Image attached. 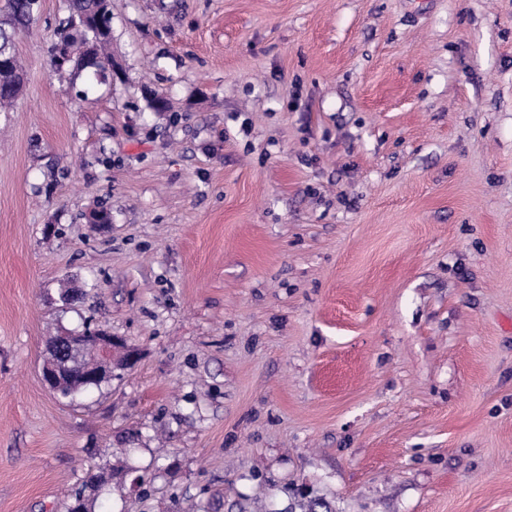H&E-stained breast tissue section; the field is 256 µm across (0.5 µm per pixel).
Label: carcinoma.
Returning a JSON list of instances; mask_svg holds the SVG:
<instances>
[{"label":"carcinoma","mask_w":512,"mask_h":512,"mask_svg":"<svg viewBox=\"0 0 512 512\" xmlns=\"http://www.w3.org/2000/svg\"><path fill=\"white\" fill-rule=\"evenodd\" d=\"M38 9L39 0H6L7 18L0 19V112L11 110L23 88L26 73L16 51V38L28 28ZM67 11V19L76 21L78 27L70 30L60 24L59 37L50 50V55L59 54L66 59L59 71L74 75L93 72L101 79L106 78L100 68L112 64V25L103 24L104 17L111 13L110 3L108 0H68ZM47 361L56 362L70 377L61 390L64 397L81 395L102 386L79 374L76 364L93 367L92 358L85 354L75 362L50 349Z\"/></svg>","instance_id":"carcinoma-1"}]
</instances>
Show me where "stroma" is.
I'll return each mask as SVG.
<instances>
[{"label": "stroma", "instance_id": "35a3bbf8", "mask_svg": "<svg viewBox=\"0 0 512 512\" xmlns=\"http://www.w3.org/2000/svg\"><path fill=\"white\" fill-rule=\"evenodd\" d=\"M111 4L0 112V512H512V0ZM68 16L75 20L79 28L68 31L65 20L61 22L59 37L53 43L50 55L64 56L66 64L56 71H69L73 75L85 71L91 76V68L100 79L107 77L101 73L104 64L112 65V15L108 0H68ZM110 14V16H108ZM108 25L102 23L104 17ZM102 27V28H100ZM89 339H92L93 347L96 352L94 362L100 367V369L95 374H91L90 377L97 379L103 376L105 378L111 379H106L102 382H88L82 378L75 365L79 363L84 367L92 368L90 370L93 371L96 367L93 366L91 362L93 359L91 357H88L85 354H81L78 362L69 359L67 356H58L54 349H48V357L45 361H55L57 365L71 378L70 381L67 382L61 390L60 394L64 397H74L81 395L91 389H98L102 386V384L112 380L111 354L112 347H114L116 343H119L118 338L108 334L103 330H95L88 333H66L59 338L50 339L49 345L51 347H55L56 349H61L72 353L74 350H77L80 347L87 348L89 345Z\"/></svg>", "mask_w": 512, "mask_h": 512}]
</instances>
